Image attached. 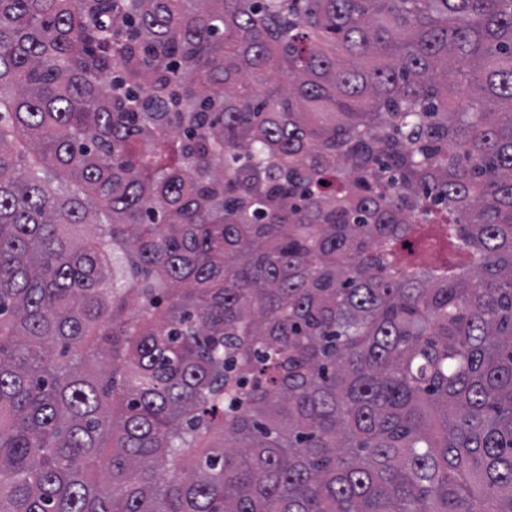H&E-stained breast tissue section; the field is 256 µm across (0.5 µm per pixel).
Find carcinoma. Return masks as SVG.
Returning <instances> with one entry per match:
<instances>
[{
	"label": "carcinoma",
	"mask_w": 512,
	"mask_h": 512,
	"mask_svg": "<svg viewBox=\"0 0 512 512\" xmlns=\"http://www.w3.org/2000/svg\"><path fill=\"white\" fill-rule=\"evenodd\" d=\"M0 512H512V0H0Z\"/></svg>",
	"instance_id": "1"
}]
</instances>
